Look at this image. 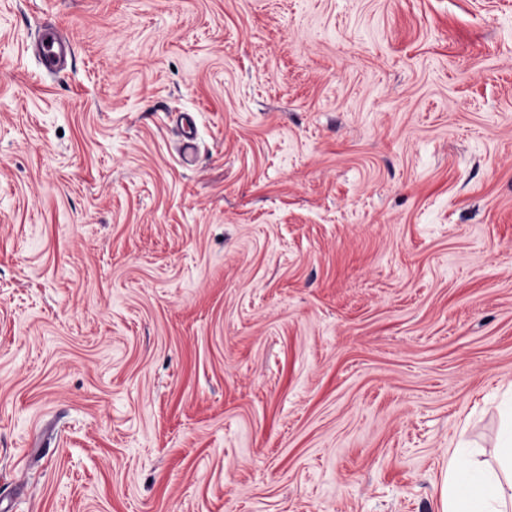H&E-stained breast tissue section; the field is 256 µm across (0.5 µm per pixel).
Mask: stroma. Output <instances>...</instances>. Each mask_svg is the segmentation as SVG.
Here are the masks:
<instances>
[{"label": "stroma", "mask_w": 512, "mask_h": 512, "mask_svg": "<svg viewBox=\"0 0 512 512\" xmlns=\"http://www.w3.org/2000/svg\"><path fill=\"white\" fill-rule=\"evenodd\" d=\"M511 385L512 0H0V512H440ZM34 54L43 73L57 74L66 68L71 46L56 26L41 25L34 43ZM172 115L175 116V126L180 137L178 154L183 164L190 165L198 149L196 117L193 112H172Z\"/></svg>", "instance_id": "obj_1"}]
</instances>
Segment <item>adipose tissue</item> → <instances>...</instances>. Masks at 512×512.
Segmentation results:
<instances>
[{"mask_svg": "<svg viewBox=\"0 0 512 512\" xmlns=\"http://www.w3.org/2000/svg\"><path fill=\"white\" fill-rule=\"evenodd\" d=\"M496 448L499 466L495 469L457 451L450 455L440 512H512V496L506 495L501 482L502 476H512V410Z\"/></svg>", "mask_w": 512, "mask_h": 512, "instance_id": "1", "label": "adipose tissue"}]
</instances>
